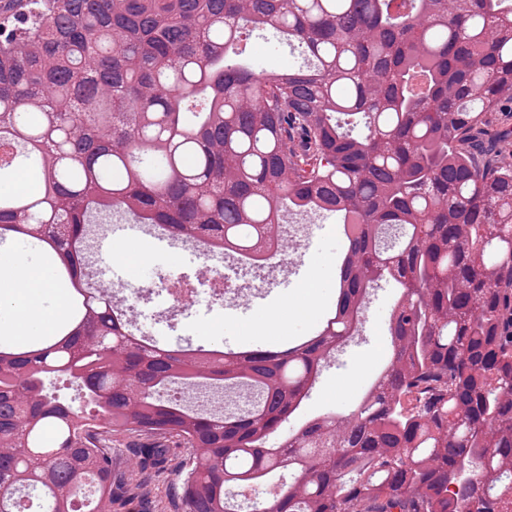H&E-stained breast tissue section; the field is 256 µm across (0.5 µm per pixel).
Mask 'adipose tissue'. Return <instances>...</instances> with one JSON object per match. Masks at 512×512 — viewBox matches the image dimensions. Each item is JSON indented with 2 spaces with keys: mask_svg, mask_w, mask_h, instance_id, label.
Wrapping results in <instances>:
<instances>
[{
  "mask_svg": "<svg viewBox=\"0 0 512 512\" xmlns=\"http://www.w3.org/2000/svg\"><path fill=\"white\" fill-rule=\"evenodd\" d=\"M67 317L53 264H30L11 246H0V337L30 343L57 330Z\"/></svg>",
  "mask_w": 512,
  "mask_h": 512,
  "instance_id": "obj_1",
  "label": "adipose tissue"
}]
</instances>
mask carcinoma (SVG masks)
I'll list each match as a JSON object with an SVG mask.
<instances>
[{"label":"carcinoma","mask_w":512,"mask_h":512,"mask_svg":"<svg viewBox=\"0 0 512 512\" xmlns=\"http://www.w3.org/2000/svg\"><path fill=\"white\" fill-rule=\"evenodd\" d=\"M266 29L312 62L238 63ZM504 101L508 0H0V180L40 182L0 195V242L54 252L71 293L39 348L0 340V512H30L22 490L37 512H110L139 477L114 476L121 442L191 450L185 512H244L286 474L251 512H512V164L469 149ZM291 211L349 230L334 314L276 351L138 338L83 261L95 214L258 261ZM381 280L401 288L390 363L349 414L283 432Z\"/></svg>","instance_id":"1"}]
</instances>
